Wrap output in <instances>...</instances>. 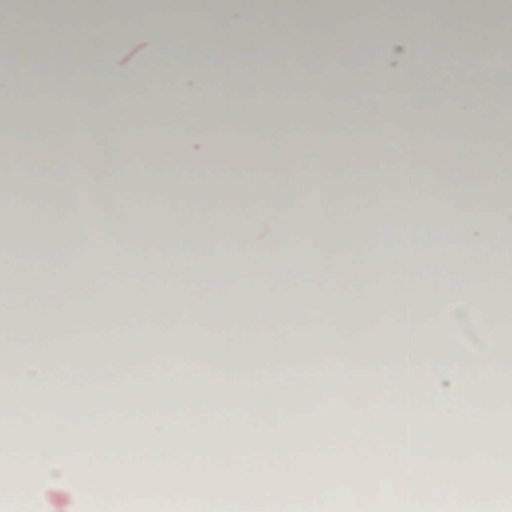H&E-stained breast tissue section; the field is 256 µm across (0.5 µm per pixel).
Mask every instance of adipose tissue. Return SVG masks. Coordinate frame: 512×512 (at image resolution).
Here are the masks:
<instances>
[{"mask_svg":"<svg viewBox=\"0 0 512 512\" xmlns=\"http://www.w3.org/2000/svg\"><path fill=\"white\" fill-rule=\"evenodd\" d=\"M89 33L83 68L47 66L23 43L0 69V99L24 104L31 80L52 87L48 111L21 125L0 118V151L37 153L46 173L38 197L45 213L62 199L92 196L112 203L113 224L33 227L22 192L25 169L0 173L17 224L0 232V473L19 474L10 512H42L73 477L119 473L88 485L92 512H352L342 479L350 456H383L399 483L364 512H512L484 484L512 481V346L499 340L503 315L512 316V262L501 246L512 230V208L498 198L499 158L512 145V117L489 103L512 95V73L456 70L448 81L424 69L427 53L491 58L501 34L512 35V0H294L288 11L273 0H23L7 24L25 19L34 30L59 18ZM478 26L484 37H449V29ZM307 33L304 62L282 68L266 59V32ZM137 46L133 62L112 57V45ZM194 51H186V44ZM265 64L282 85L320 87V94L284 102L278 120L252 109L251 99L219 100L208 111L207 75L224 85L247 84ZM175 72L178 84L161 112L140 111L130 98L111 97L99 112H79L68 93L87 78L133 86L146 75ZM394 88L373 111L350 112L327 95L347 84L364 92L377 79ZM463 87L450 117L429 111ZM345 144L356 163L387 143L398 160L387 178L398 203L390 223L292 224L287 201L322 195L336 213L361 210L364 194L329 180L317 158ZM145 150L177 160L210 162L224 156L233 170L249 157H285L270 166L273 193L258 197L241 178L224 182V207L250 222L225 232L218 246L202 224L175 223L153 235L135 226V203L178 199L179 209L208 210L210 192L191 182L127 179L132 153ZM451 157L461 177L453 224L436 220L435 170ZM104 179L74 176L75 164ZM377 237L375 247L358 239ZM456 242L454 253L442 244ZM39 264L22 260L29 252ZM163 273V287L145 280L143 254ZM455 264L461 287L445 288L432 270ZM111 268L118 278L76 307L34 302L48 288L67 287L84 272ZM357 270L367 289L341 285ZM300 271L305 288L274 278ZM382 285L374 280L384 271ZM232 279L230 291H188L198 275ZM376 324H368L371 316ZM481 320L492 343L471 353L448 349V318ZM99 337L77 357L61 359L54 334ZM309 351L293 364L289 341ZM149 364L116 375L115 366L140 344ZM391 398L393 416L370 407L374 389ZM482 409H468L474 392ZM446 457L429 454L432 444ZM305 469L316 496L282 494L292 472ZM224 483L211 485L214 471ZM262 470L259 486L242 484ZM208 494H200V487Z\"/></svg>","mask_w":512,"mask_h":512,"instance_id":"1","label":"adipose tissue"}]
</instances>
